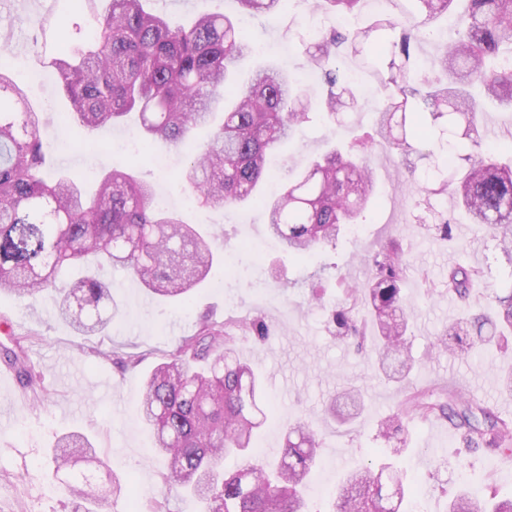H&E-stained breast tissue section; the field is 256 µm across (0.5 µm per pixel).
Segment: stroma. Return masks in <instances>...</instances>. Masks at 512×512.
I'll return each mask as SVG.
<instances>
[{"label":"stroma","instance_id":"obj_1","mask_svg":"<svg viewBox=\"0 0 512 512\" xmlns=\"http://www.w3.org/2000/svg\"><path fill=\"white\" fill-rule=\"evenodd\" d=\"M145 7L176 22L202 11H236L234 0H145ZM309 8L308 0H291L275 18L244 17L240 24L262 46L264 59L298 77L304 71L301 33ZM39 15L35 0H0V52L24 57L41 77L28 94L41 113L55 167L80 175L90 188L112 168L133 167L138 177L155 182L160 207L216 232L223 246L186 308L158 300L122 269H104V277L112 282V322L96 336L79 335L57 317L52 296L32 308L0 297V320L11 327L10 333L0 332V349L9 345L10 335L26 337L27 357L43 374V389L37 394L0 384V406L7 410L0 421V512H85L83 504L56 492L59 478L50 464L58 440L72 432L86 435L108 462V469L96 471L103 489H111L116 480L123 485L114 512H129L132 499L140 512H147L151 496L162 490L163 463L141 419L144 381L203 318L261 316L270 325L266 341L243 337L236 345L239 357L263 375L270 400L267 421L252 444L256 452L274 454L283 430L298 421L317 433L322 448L309 490L311 512H328L331 495L347 470L385 462L393 441L380 436L379 423L397 411L407 389H455L512 419V394L500 387L501 372L512 368V349L478 358L434 350L436 336L461 312L460 303L448 293L449 269L459 264L483 269L484 279L471 289V303L487 311L495 308L497 297L512 293V258L488 232L468 223L453 196L426 206L418 201V185L394 188L398 172H423L429 160L374 149L370 165L380 189L376 204L335 245L296 257L269 236L258 208L191 205L189 192L177 178L182 155L161 143L142 149L135 119L79 135L65 133L59 116L66 100L47 66L55 40L35 30ZM380 103L379 90L368 84L351 125L339 127L319 115L304 123L272 158L275 181L298 173L301 164L335 142L347 144L353 136L373 132ZM481 127L488 151L512 152L511 110L485 112ZM446 219L452 222L448 240L436 231ZM389 238L401 242L409 262L402 296L413 314L410 334L418 368L406 388L386 382L370 360L338 344L324 308L308 302L311 286L321 287L330 303L336 299L339 279L366 282L369 258ZM429 287L435 288V295H426ZM115 348L141 353V364L124 369L106 361L105 353ZM353 385L366 399L361 415L347 425L326 418L323 409L329 398ZM397 441L411 488L426 493L424 512H447L459 491L478 500L494 493L512 495V459L467 448L446 420L412 421Z\"/></svg>","mask_w":512,"mask_h":512}]
</instances>
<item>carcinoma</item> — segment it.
Segmentation results:
<instances>
[{
    "label": "carcinoma",
    "mask_w": 512,
    "mask_h": 512,
    "mask_svg": "<svg viewBox=\"0 0 512 512\" xmlns=\"http://www.w3.org/2000/svg\"><path fill=\"white\" fill-rule=\"evenodd\" d=\"M242 9L273 16L288 0H237ZM361 0H315V9L339 21ZM417 14L398 18L380 14L348 33L318 30L307 36V63L328 85L315 101L297 78L281 68L257 65L244 85L235 80L237 63L252 53L251 40L223 13H200L187 26L145 11L141 0H109L96 35L85 46L59 29L61 47L50 60L65 97L68 120L86 128L116 124L139 113L141 139L163 140L186 151L182 179L199 203L210 207L255 204L267 215L269 233L287 251L304 256L336 240L357 223L373 202L374 179L368 155L379 145L404 155L432 159L434 169L422 190L440 196L453 189L458 206L474 224L489 227L512 254V165H502L481 150L477 120L480 102L467 90L480 85L501 105L512 107V0H469L456 18L457 36L438 63L448 82L422 77L412 45L430 32L429 21L448 15L454 0H414ZM340 49L382 92L376 136L345 149L334 148L310 161L300 178L267 198L260 187L268 178L267 155L289 140L316 111L343 125L358 107L359 89L340 72L332 50ZM223 121L210 139L198 144L192 133ZM46 153L38 113L21 85L0 70V295L34 301L54 288L58 311L87 336L104 329L112 300L107 283L88 278L70 288L57 287L62 270L95 259L126 269L149 292L187 305L207 278L217 252V236L204 234L174 212L154 204L153 185L113 169L89 196L67 174L43 175ZM408 260L402 245L389 240L370 259L366 286L339 281L340 294L329 314L336 341L359 355L364 348L362 307L371 310L382 343L378 362L393 360L405 369L410 355L408 316L401 297ZM482 270L457 266L448 273V293L466 302ZM489 315L468 314L435 344L439 352L471 356L485 342L483 328L503 338L512 333V294L497 298ZM257 316L239 321L202 320L151 372L141 395L142 418L154 434L163 459V485L194 497L201 512H308L304 498L319 462L321 441L305 423L287 427L278 459L253 456L250 440L260 426L264 386L252 366L234 356L241 337L268 336ZM13 364L27 387H41L34 366ZM362 393L349 388L331 397L324 413L343 414L361 405ZM442 418L469 448L486 452L512 449V421L452 390L410 394L404 411L381 423L392 436L405 431L408 418ZM56 471L67 473L59 490L90 505L87 512H112L115 497L101 490L95 472L76 468L93 455L92 443L70 434L57 444ZM233 458L236 469L224 462ZM409 491L400 470L389 463L348 473L331 512H404ZM449 512H512V498L489 506L464 494Z\"/></svg>",
    "instance_id": "cac0c4a2"
}]
</instances>
